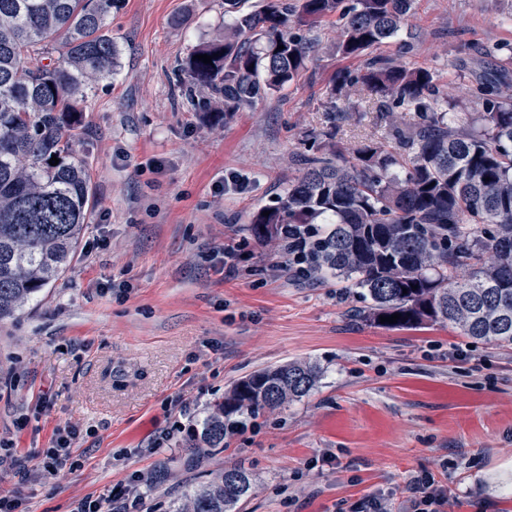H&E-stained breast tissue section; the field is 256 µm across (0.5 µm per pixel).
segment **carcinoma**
Masks as SVG:
<instances>
[{
	"instance_id": "cac0c4a2",
	"label": "carcinoma",
	"mask_w": 512,
	"mask_h": 512,
	"mask_svg": "<svg viewBox=\"0 0 512 512\" xmlns=\"http://www.w3.org/2000/svg\"><path fill=\"white\" fill-rule=\"evenodd\" d=\"M224 0V34L179 63L180 92L228 120L287 88L306 68L302 33L338 16L343 55L360 57L396 35L413 0ZM115 0H0V322L57 281L78 255L93 203L86 164L72 160L79 105L112 78L118 50L106 20ZM62 37L52 57L47 41ZM283 49H277V46ZM207 54L212 63L195 56ZM378 100L386 144L350 149L336 127L322 153L296 156L300 174L253 212L251 236L272 246L291 230L311 279L362 289L360 315L401 314L384 326L450 323L461 335L512 346V92L490 82L475 117L443 108L433 73L372 58L364 74L339 70L334 108L359 91ZM414 113L406 120L405 113ZM56 157L59 163L49 164ZM269 215H263V212ZM321 377L302 362L240 379L186 440L222 448L235 414L275 411ZM242 468L185 495L176 512H234L249 493Z\"/></svg>"
}]
</instances>
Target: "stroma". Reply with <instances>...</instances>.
<instances>
[{"label":"stroma","instance_id":"1","mask_svg":"<svg viewBox=\"0 0 512 512\" xmlns=\"http://www.w3.org/2000/svg\"><path fill=\"white\" fill-rule=\"evenodd\" d=\"M221 0H118L119 50L90 92L74 147L97 199L63 278L0 323V494L21 512H74L113 485L148 481L150 512H176L198 474L244 469L238 512H352L372 496L403 512L407 482L450 490L443 512H512V348L448 325L386 329L356 317V288L318 284L257 244L249 217L320 141L331 77L360 75L335 24L313 31L299 78L232 120L193 110L174 67L222 32ZM377 56L431 69L452 111L480 112L488 73L512 78V0H414ZM338 137L380 142L385 123L356 95ZM239 272L220 271L225 246ZM320 367L306 396L261 412L193 455L190 426L255 370ZM77 468H35L58 435Z\"/></svg>","mask_w":512,"mask_h":512}]
</instances>
